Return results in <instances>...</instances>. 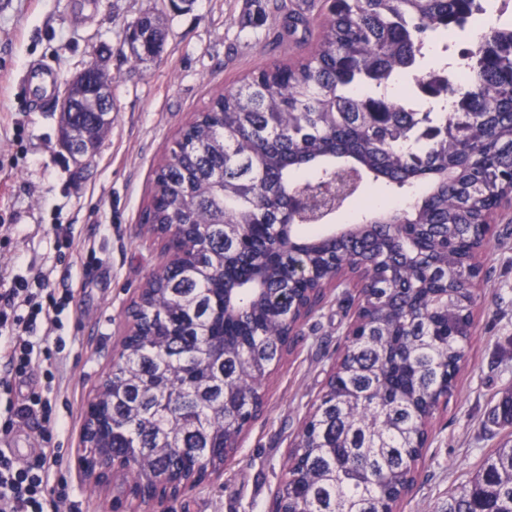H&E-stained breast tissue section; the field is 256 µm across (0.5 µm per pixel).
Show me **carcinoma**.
<instances>
[{"instance_id": "carcinoma-1", "label": "carcinoma", "mask_w": 512, "mask_h": 512, "mask_svg": "<svg viewBox=\"0 0 512 512\" xmlns=\"http://www.w3.org/2000/svg\"><path fill=\"white\" fill-rule=\"evenodd\" d=\"M476 0H322L309 58L258 69L211 101L174 140L142 215L163 234L181 224L185 258L148 278L132 337L104 381L108 429L89 438V464L112 449L138 475L182 481L223 463L216 450L257 417L262 379L280 359L295 300L347 265L371 281L363 323L347 336L314 412L298 435L297 466L279 498L297 512H391L414 482L428 403L453 395L473 335L480 274L473 263L488 214L512 186V22L482 30L467 49L473 79L463 112H404L366 80L407 77L420 99L448 97V81L420 67L425 48L476 23ZM156 14L131 25L138 59L163 51ZM112 119L62 117L63 139L98 149ZM368 174L413 188L404 209L378 212L339 239L292 207L300 177ZM311 264L315 279L294 278ZM512 427V394L492 412ZM446 512H512V447L448 492Z\"/></svg>"}]
</instances>
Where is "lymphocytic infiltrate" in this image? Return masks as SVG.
<instances>
[{
    "label": "lymphocytic infiltrate",
    "instance_id": "lymphocytic-infiltrate-1",
    "mask_svg": "<svg viewBox=\"0 0 512 512\" xmlns=\"http://www.w3.org/2000/svg\"><path fill=\"white\" fill-rule=\"evenodd\" d=\"M65 309L48 291L45 278L28 281L0 268V394L9 401L0 411V432L10 433L17 423L37 420L43 440H50L56 419L40 387L12 400L17 385L27 382L35 367L50 360L49 335L60 327ZM59 449L47 447L26 462L0 449V512H45L55 493L46 467Z\"/></svg>",
    "mask_w": 512,
    "mask_h": 512
}]
</instances>
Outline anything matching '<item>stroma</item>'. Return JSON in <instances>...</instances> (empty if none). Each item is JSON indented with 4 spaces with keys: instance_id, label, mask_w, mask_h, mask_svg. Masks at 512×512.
Wrapping results in <instances>:
<instances>
[{
    "instance_id": "stroma-1",
    "label": "stroma",
    "mask_w": 512,
    "mask_h": 512,
    "mask_svg": "<svg viewBox=\"0 0 512 512\" xmlns=\"http://www.w3.org/2000/svg\"><path fill=\"white\" fill-rule=\"evenodd\" d=\"M275 3L187 0L176 9L170 0H0V268L30 279L48 276L50 288L73 293L58 331L65 343L58 385L47 395L57 419L51 444L61 450L50 475L66 488V512H113L123 489L119 477L94 487L71 457L86 405L128 332L127 309L165 261L141 222L155 169L178 131L213 98L261 67L307 57L319 40L323 17L315 0H286L311 20L293 34ZM147 11L161 14L165 44L158 57L138 61L128 47V27ZM96 56L111 80L112 125L93 163L81 169L59 144V110L39 111L22 99L19 85L38 63L70 81ZM412 198L411 191L362 178L320 229L351 223L362 216L364 202L395 209ZM495 221L498 236L480 258L474 337L456 390L435 413L414 485L396 512H444L449 490L512 441L511 431L488 420L512 388V208L503 207ZM57 224L94 247V256L68 257L55 242ZM357 297L349 285L329 291L305 320L303 341L269 378L264 410L242 434L234 460L193 495L169 500L167 512H269L295 436L344 346Z\"/></svg>"
}]
</instances>
